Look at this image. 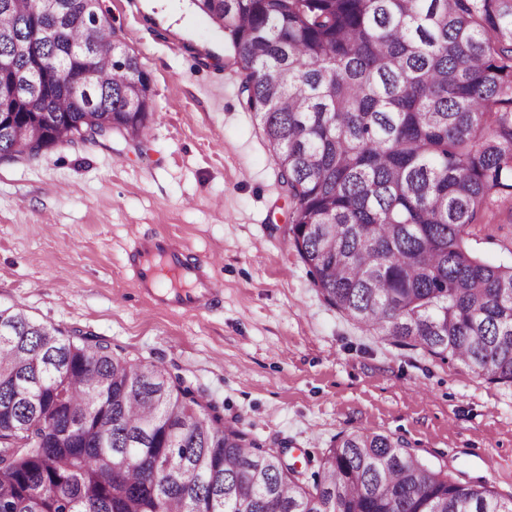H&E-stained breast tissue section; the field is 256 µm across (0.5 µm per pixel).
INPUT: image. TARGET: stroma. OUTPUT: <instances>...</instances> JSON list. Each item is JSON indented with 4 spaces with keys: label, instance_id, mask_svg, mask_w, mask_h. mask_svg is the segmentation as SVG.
Instances as JSON below:
<instances>
[{
    "label": "stroma",
    "instance_id": "1",
    "mask_svg": "<svg viewBox=\"0 0 512 512\" xmlns=\"http://www.w3.org/2000/svg\"><path fill=\"white\" fill-rule=\"evenodd\" d=\"M151 77L155 112L131 141L59 144L0 164V306L83 329L163 364L298 469L358 431L400 436L450 479L512 497V386L393 344L327 305L289 243L291 209L258 118L240 103L224 35L191 0H102ZM178 237L222 261L221 308L151 307L127 267L137 238ZM512 260V199L470 228Z\"/></svg>",
    "mask_w": 512,
    "mask_h": 512
}]
</instances>
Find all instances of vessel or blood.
<instances>
[{
  "label": "vessel or blood",
  "mask_w": 512,
  "mask_h": 512,
  "mask_svg": "<svg viewBox=\"0 0 512 512\" xmlns=\"http://www.w3.org/2000/svg\"><path fill=\"white\" fill-rule=\"evenodd\" d=\"M129 266L138 288L154 306L199 315L212 309L221 299L212 262L189 257L173 236L139 238L129 253ZM165 274L182 281V288L160 292L159 280Z\"/></svg>",
  "instance_id": "b4317fda"
}]
</instances>
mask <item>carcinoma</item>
I'll list each match as a JSON object with an SVG mask.
<instances>
[{"instance_id":"obj_1","label":"carcinoma","mask_w":512,"mask_h":512,"mask_svg":"<svg viewBox=\"0 0 512 512\" xmlns=\"http://www.w3.org/2000/svg\"><path fill=\"white\" fill-rule=\"evenodd\" d=\"M0 0V162L112 133L144 136L150 74L102 9ZM224 34L292 200L288 239L324 301L394 344L512 384V262L467 229L512 197V0H192ZM94 83L72 85L86 68ZM139 82L138 104L127 97ZM112 115V128L100 119ZM44 128L29 142V126ZM224 422L158 364L91 332L0 307V512H512L376 432L342 436L311 475ZM63 0H47L44 10V19L47 24L44 27L45 32L52 38H59L62 35L63 27L59 22L68 13V4L62 2Z\"/></svg>"}]
</instances>
